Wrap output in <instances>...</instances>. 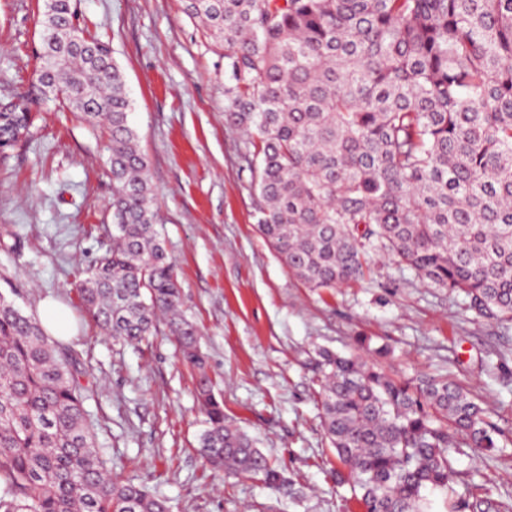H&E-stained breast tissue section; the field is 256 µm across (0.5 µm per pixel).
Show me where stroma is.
Segmentation results:
<instances>
[{
  "label": "stroma",
  "instance_id": "obj_1",
  "mask_svg": "<svg viewBox=\"0 0 512 512\" xmlns=\"http://www.w3.org/2000/svg\"><path fill=\"white\" fill-rule=\"evenodd\" d=\"M41 0H0V103L36 68ZM85 34L108 41L150 163L154 206L214 392L231 423L284 468L299 495L228 478L199 452L195 373L172 337L121 344L81 311L79 284L112 234L107 130L48 104L0 155V293L37 316L52 298L63 342L96 388L85 406L114 479L145 483L169 512H361L336 482L317 406L316 351L388 345L402 377L444 375L481 400L492 448L451 452L457 512H512V322L475 318L462 298L381 254L357 284L313 290L261 237L254 146L224 118V59L181 0H80Z\"/></svg>",
  "mask_w": 512,
  "mask_h": 512
}]
</instances>
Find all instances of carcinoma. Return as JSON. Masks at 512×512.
Wrapping results in <instances>:
<instances>
[{"label":"carcinoma","instance_id":"obj_1","mask_svg":"<svg viewBox=\"0 0 512 512\" xmlns=\"http://www.w3.org/2000/svg\"><path fill=\"white\" fill-rule=\"evenodd\" d=\"M184 13L224 51L225 119L258 149V228L295 277L341 288L383 253L464 295L475 318L512 321V0H184ZM78 20V0H44L35 78L0 106V153L49 102L106 126L112 248L85 272L86 313L128 344L165 321L197 371L202 456L295 498L211 389L122 72L108 43L77 38ZM377 358L320 351L322 427L364 512H425L427 491L453 494L456 440L493 448L498 429L458 382L396 376ZM86 376L0 294V512H168L112 479Z\"/></svg>","mask_w":512,"mask_h":512}]
</instances>
